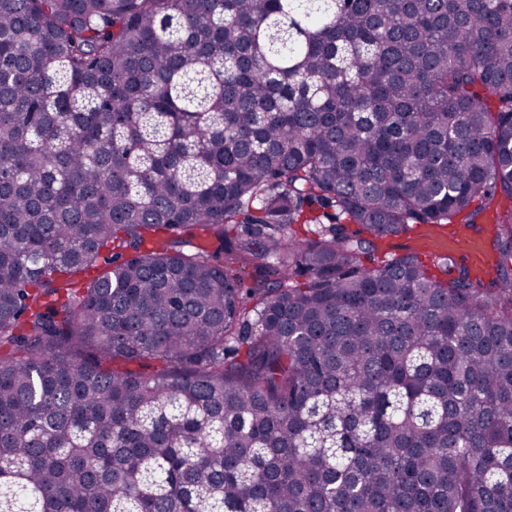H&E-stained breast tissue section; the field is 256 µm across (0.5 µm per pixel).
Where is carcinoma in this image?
I'll return each mask as SVG.
<instances>
[{"mask_svg":"<svg viewBox=\"0 0 512 512\" xmlns=\"http://www.w3.org/2000/svg\"><path fill=\"white\" fill-rule=\"evenodd\" d=\"M0 512H512V0H0ZM428 250L431 253H444L447 251H460L472 275L484 276L490 266V258L485 251L483 237H466L463 247L444 236L436 229L431 236Z\"/></svg>","mask_w":512,"mask_h":512,"instance_id":"cac0c4a2","label":"carcinoma"}]
</instances>
